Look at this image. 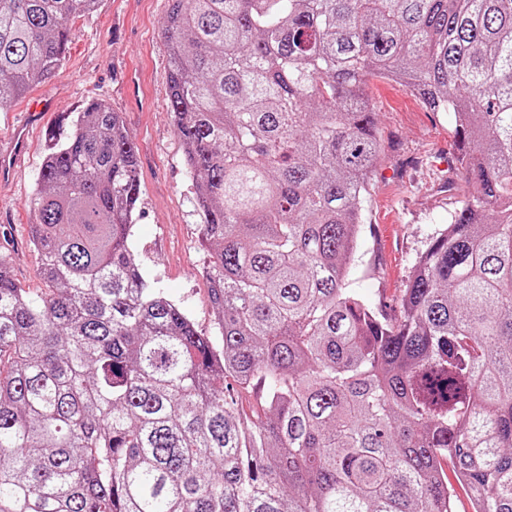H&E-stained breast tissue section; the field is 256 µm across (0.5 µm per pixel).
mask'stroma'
I'll return each instance as SVG.
<instances>
[{"label": "stroma", "instance_id": "35a3bbf8", "mask_svg": "<svg viewBox=\"0 0 512 512\" xmlns=\"http://www.w3.org/2000/svg\"><path fill=\"white\" fill-rule=\"evenodd\" d=\"M170 0H101L72 24L64 65L0 112V143L8 144L26 112L28 154L12 182L0 183V250L10 252L21 287L44 290L40 257L30 243L32 190L48 137L68 131L73 112L102 101L120 112L137 148L140 200L134 258L201 333L215 335L210 284L202 273V213L190 188L182 143L168 112V53L163 27ZM367 94L382 132L385 161L373 176L366 224L351 282L388 316L420 254L446 227L459 196L448 188L456 152L453 113L430 111L401 83L369 79Z\"/></svg>", "mask_w": 512, "mask_h": 512}]
</instances>
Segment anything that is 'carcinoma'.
Returning <instances> with one entry per match:
<instances>
[{
    "label": "carcinoma",
    "instance_id": "1",
    "mask_svg": "<svg viewBox=\"0 0 512 512\" xmlns=\"http://www.w3.org/2000/svg\"><path fill=\"white\" fill-rule=\"evenodd\" d=\"M100 2L0 0V108ZM170 2L220 336L136 264V146L87 104L32 196L46 292L0 251V512H454L444 458L512 512V0ZM371 77L455 113L464 183L396 318L349 282Z\"/></svg>",
    "mask_w": 512,
    "mask_h": 512
}]
</instances>
